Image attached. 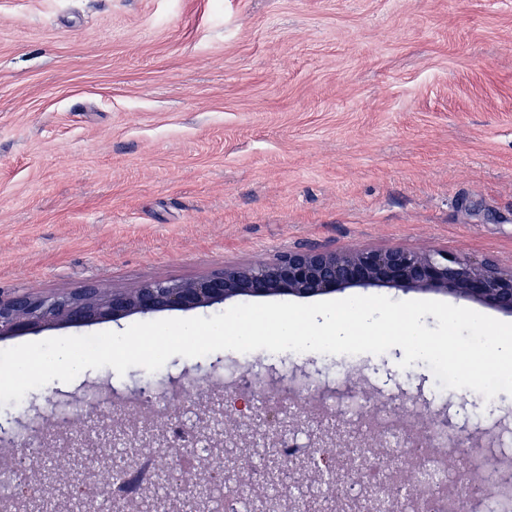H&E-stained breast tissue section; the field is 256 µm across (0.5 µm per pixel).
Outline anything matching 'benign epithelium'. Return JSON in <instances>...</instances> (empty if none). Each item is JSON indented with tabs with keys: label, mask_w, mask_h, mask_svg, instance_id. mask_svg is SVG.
I'll return each mask as SVG.
<instances>
[{
	"label": "benign epithelium",
	"mask_w": 512,
	"mask_h": 512,
	"mask_svg": "<svg viewBox=\"0 0 512 512\" xmlns=\"http://www.w3.org/2000/svg\"><path fill=\"white\" fill-rule=\"evenodd\" d=\"M370 287L450 294L512 314V270L502 271L490 261L476 263L448 250L362 247L338 252H288L271 261L229 266L192 280H156L129 290L93 285L71 295L16 294L6 302L0 300V339L52 324L84 326L134 314L207 307L236 297L303 298ZM264 377L276 389H266V403L261 406L254 403L248 381L241 380L225 387L218 396L202 389L190 402L168 404L162 412L151 414V424L141 429H114L107 418L94 420L86 430L63 443L73 466L62 495L77 504L81 512L88 509L94 497L92 471L106 467L112 473V484L107 489L111 512H130L134 505L139 512H208V477L189 469L182 472L180 486L173 494L165 498L145 495L148 487L171 477L170 466L157 464L146 469L145 460L156 456L155 449L181 448L186 454L204 442L212 448H235V453L224 456V478L241 495L252 498L257 512H334V485L313 500L288 494V472L300 471L305 464L293 456L288 468H282L278 456L282 437L306 428L311 430L313 452L331 456L332 449L346 448L343 464L332 471L340 476L354 460L376 470L378 436L370 429L338 431L336 420L325 424L308 414L302 402L304 395L298 389V383L308 375L271 367ZM226 417L250 430L252 440L245 445L234 441V435L223 427ZM466 433L465 428L453 425L446 417H432L424 428L403 431L406 451L394 458V464L404 466L409 456L438 435L459 448L461 455L470 456L477 448ZM102 439L111 447L125 448L124 455L116 459L98 454L95 448ZM254 448L265 449L267 482L276 489L273 495L252 496V485L244 478V472L252 466ZM28 469L51 478V455L29 462L23 467ZM500 471V461L490 459L479 482L493 488L504 485Z\"/></svg>",
	"instance_id": "1"
}]
</instances>
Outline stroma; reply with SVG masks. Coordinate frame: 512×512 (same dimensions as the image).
Listing matches in <instances>:
<instances>
[{
  "mask_svg": "<svg viewBox=\"0 0 512 512\" xmlns=\"http://www.w3.org/2000/svg\"><path fill=\"white\" fill-rule=\"evenodd\" d=\"M446 249L512 267V0H0V297L190 280L300 249ZM52 325L0 349L120 332ZM404 352H304L446 412L512 477V395L463 403ZM265 350L88 369L81 401L275 363ZM500 437L488 444L485 433Z\"/></svg>",
  "mask_w": 512,
  "mask_h": 512,
  "instance_id": "1",
  "label": "stroma"
}]
</instances>
